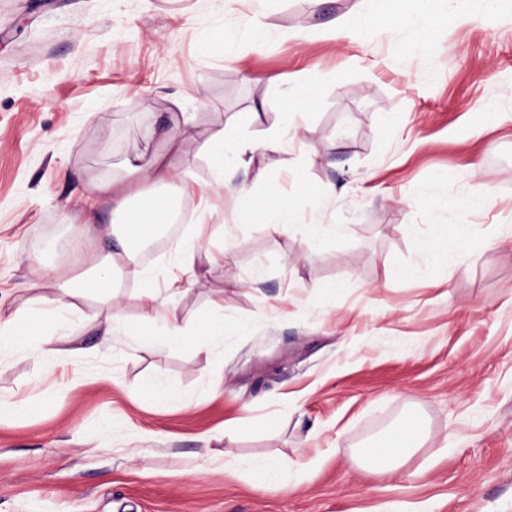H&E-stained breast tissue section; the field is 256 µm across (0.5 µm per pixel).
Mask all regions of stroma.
I'll return each mask as SVG.
<instances>
[{"mask_svg": "<svg viewBox=\"0 0 512 512\" xmlns=\"http://www.w3.org/2000/svg\"><path fill=\"white\" fill-rule=\"evenodd\" d=\"M468 8L396 0L378 29L359 0H268L253 37L249 0H0V311L39 300L38 270L75 277L111 249L45 242L72 240L71 208L162 130L191 123L180 160L202 184L212 130L241 123L257 146L229 190L181 201L212 227L201 284L169 305L186 336L103 342L86 290L40 321L67 338L54 360L0 358V400L17 407L0 422V512H512V251L489 247L512 238V7ZM338 19L350 39L324 37ZM280 128L287 146L261 149ZM242 183L288 194L299 224L242 221ZM310 224L342 230L315 242ZM454 224L466 250H419ZM179 260L172 242L115 278L128 322L144 276ZM219 295L238 328L205 353ZM153 381L172 398L140 396ZM412 413L428 436L406 463L350 466ZM228 457L279 460L278 484Z\"/></svg>", "mask_w": 512, "mask_h": 512, "instance_id": "35a3bbf8", "label": "stroma"}]
</instances>
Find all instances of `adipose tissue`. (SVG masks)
Here are the masks:
<instances>
[{
	"label": "adipose tissue",
	"instance_id": "adipose-tissue-1",
	"mask_svg": "<svg viewBox=\"0 0 512 512\" xmlns=\"http://www.w3.org/2000/svg\"><path fill=\"white\" fill-rule=\"evenodd\" d=\"M181 139L178 135L162 132L161 145L149 161L127 158L122 162L123 176L96 186L75 212L71 221L77 237H84L98 220L102 203L112 205L113 212L123 214L120 224L123 239L117 251H110L95 259L91 267V278L101 293V301L109 309L107 327L126 325L130 334L143 335L145 327L164 324L165 333L180 336L182 329L176 320L170 319L161 302V294L176 295L182 288L180 278L167 280L164 286L144 281L142 288L143 314L139 323H126L112 296V280L115 272H127L140 244L153 239L165 224L171 206L168 197L160 195V187L179 183L183 196L192 197L200 193L201 185L189 180L185 169L176 158L180 153ZM252 145L244 142L237 125H224L209 134L205 142L206 158L212 180L208 187L213 190L225 185L224 172L227 157H235L240 167L250 168ZM236 193L246 199L247 208L259 211L265 222L280 228L298 224L296 210L288 196L251 200L246 187H238ZM23 351L40 358L54 359L58 342L45 336L29 314L27 307H18L7 317L0 319V356ZM424 429L415 420H406L395 427L386 437V446H373L363 454L353 457L354 465L372 471H387L401 464L420 447Z\"/></svg>",
	"mask_w": 512,
	"mask_h": 512
}]
</instances>
